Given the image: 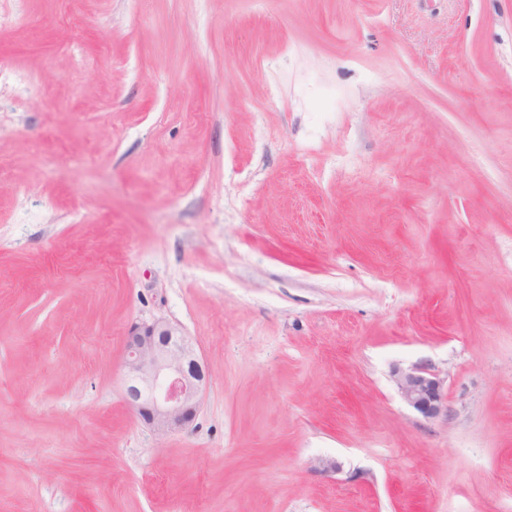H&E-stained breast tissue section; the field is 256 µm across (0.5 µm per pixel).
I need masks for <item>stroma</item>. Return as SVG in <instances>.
<instances>
[{
  "label": "stroma",
  "mask_w": 512,
  "mask_h": 512,
  "mask_svg": "<svg viewBox=\"0 0 512 512\" xmlns=\"http://www.w3.org/2000/svg\"><path fill=\"white\" fill-rule=\"evenodd\" d=\"M0 512H512V0H0ZM126 401L158 436L190 424L209 372L178 325L137 324L125 336ZM395 382L402 398L426 418L448 412L440 380L429 370L414 367L395 373Z\"/></svg>",
  "instance_id": "1"
}]
</instances>
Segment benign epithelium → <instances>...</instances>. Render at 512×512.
I'll list each match as a JSON object with an SVG mask.
<instances>
[{"instance_id": "benign-epithelium-1", "label": "benign epithelium", "mask_w": 512, "mask_h": 512, "mask_svg": "<svg viewBox=\"0 0 512 512\" xmlns=\"http://www.w3.org/2000/svg\"><path fill=\"white\" fill-rule=\"evenodd\" d=\"M126 401L138 419L164 436L190 424L200 407L209 372L178 325L137 324L125 336ZM402 398L426 418L448 412L441 382L414 367L395 373Z\"/></svg>"}]
</instances>
